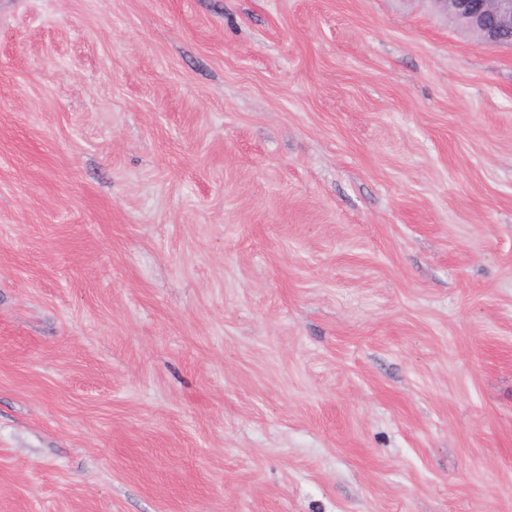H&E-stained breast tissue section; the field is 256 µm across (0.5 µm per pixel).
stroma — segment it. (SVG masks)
<instances>
[{
    "label": "stroma",
    "mask_w": 512,
    "mask_h": 512,
    "mask_svg": "<svg viewBox=\"0 0 512 512\" xmlns=\"http://www.w3.org/2000/svg\"><path fill=\"white\" fill-rule=\"evenodd\" d=\"M0 512H512V49L0 0Z\"/></svg>",
    "instance_id": "1"
}]
</instances>
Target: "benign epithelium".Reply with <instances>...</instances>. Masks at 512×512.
Returning a JSON list of instances; mask_svg holds the SVG:
<instances>
[{
	"label": "benign epithelium",
	"mask_w": 512,
	"mask_h": 512,
	"mask_svg": "<svg viewBox=\"0 0 512 512\" xmlns=\"http://www.w3.org/2000/svg\"><path fill=\"white\" fill-rule=\"evenodd\" d=\"M443 12L449 11L463 19L485 43L512 48V41L503 38L512 30V0H433Z\"/></svg>",
	"instance_id": "benign-epithelium-1"
}]
</instances>
